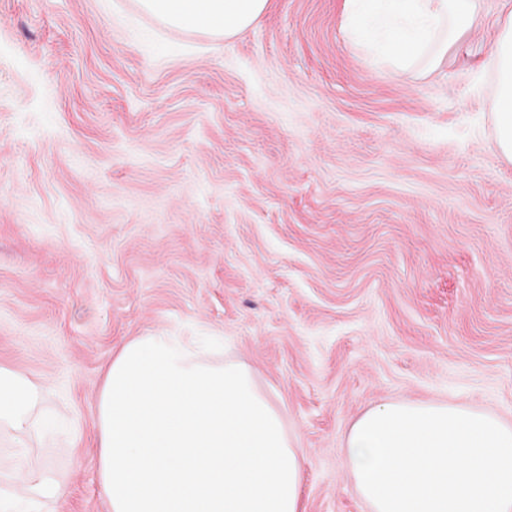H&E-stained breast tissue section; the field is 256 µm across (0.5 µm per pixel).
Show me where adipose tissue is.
Listing matches in <instances>:
<instances>
[{"mask_svg":"<svg viewBox=\"0 0 512 512\" xmlns=\"http://www.w3.org/2000/svg\"><path fill=\"white\" fill-rule=\"evenodd\" d=\"M164 25L231 39L268 0H138ZM480 0H344L351 42L397 72L436 66ZM496 141L512 160V15L493 54ZM38 387L0 367V432L23 435ZM98 478L108 512H301L304 455L279 408L241 361L201 358L191 338L158 331L126 343L96 400ZM12 496L40 507L66 489L49 466L20 472Z\"/></svg>","mask_w":512,"mask_h":512,"instance_id":"obj_1","label":"adipose tissue"}]
</instances>
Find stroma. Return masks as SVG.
<instances>
[{"label": "stroma", "mask_w": 512, "mask_h": 512, "mask_svg": "<svg viewBox=\"0 0 512 512\" xmlns=\"http://www.w3.org/2000/svg\"><path fill=\"white\" fill-rule=\"evenodd\" d=\"M512 0L396 75L343 0H269L229 41L135 0H0V365L42 384L0 489L106 512L96 399L123 344L219 337L305 451L304 512H369L340 453L393 401L512 422V161L490 68ZM11 495L28 500L36 508L48 502H56L65 495L66 489L51 473L47 464L37 469L21 471L13 476Z\"/></svg>", "instance_id": "35a3bbf8"}]
</instances>
